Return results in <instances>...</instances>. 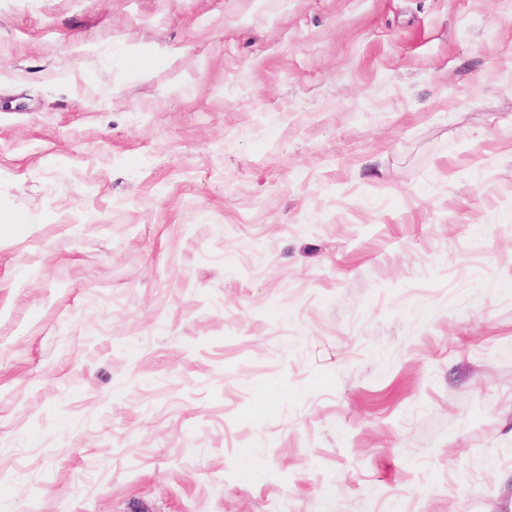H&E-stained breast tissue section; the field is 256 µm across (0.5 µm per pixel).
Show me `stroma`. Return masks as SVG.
<instances>
[{
	"label": "stroma",
	"instance_id": "stroma-1",
	"mask_svg": "<svg viewBox=\"0 0 512 512\" xmlns=\"http://www.w3.org/2000/svg\"><path fill=\"white\" fill-rule=\"evenodd\" d=\"M0 512H512V0H0Z\"/></svg>",
	"mask_w": 512,
	"mask_h": 512
}]
</instances>
